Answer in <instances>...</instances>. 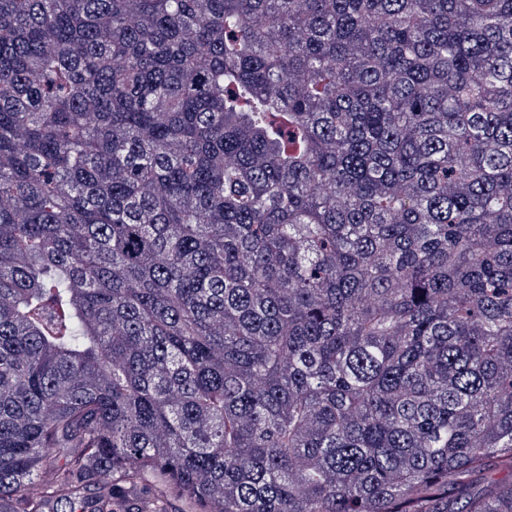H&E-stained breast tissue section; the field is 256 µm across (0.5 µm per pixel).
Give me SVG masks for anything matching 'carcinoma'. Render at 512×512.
<instances>
[{"instance_id":"1","label":"carcinoma","mask_w":512,"mask_h":512,"mask_svg":"<svg viewBox=\"0 0 512 512\" xmlns=\"http://www.w3.org/2000/svg\"><path fill=\"white\" fill-rule=\"evenodd\" d=\"M512 512V0H0V512Z\"/></svg>"}]
</instances>
